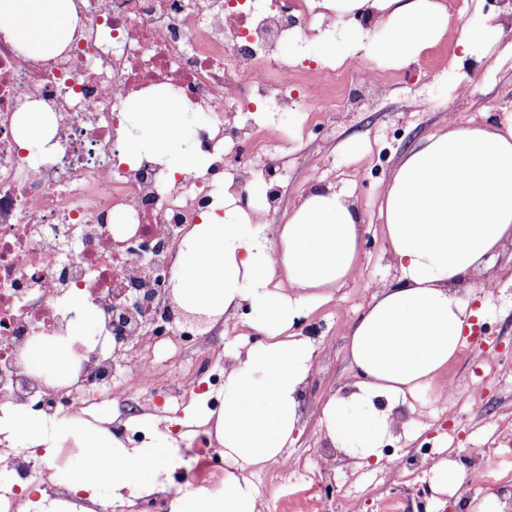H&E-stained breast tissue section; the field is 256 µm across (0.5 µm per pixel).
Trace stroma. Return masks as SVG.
Listing matches in <instances>:
<instances>
[{
    "mask_svg": "<svg viewBox=\"0 0 512 512\" xmlns=\"http://www.w3.org/2000/svg\"><path fill=\"white\" fill-rule=\"evenodd\" d=\"M452 19L465 21L476 14H496L505 28V41H512V0H440ZM358 21L329 14L320 30L300 35L283 45L281 53L303 63L302 80L317 85L327 71L341 75L336 86L338 108L331 125H323L320 113L299 102L291 112H271L270 118L288 135L275 155L281 164V202L277 211L255 205L252 212L263 223H285L288 212L312 189L323 186L347 191L360 216V248L357 272L327 299L310 300L298 334L316 346L313 371L302 402V420L295 440L283 451L284 458L297 462L293 472L271 462L248 470L264 512H304L302 490L311 488L314 476L326 457H334L330 476L334 493L323 512H383V503L394 494L414 497L417 489L427 492L430 512H475L489 492L499 497L500 512H512V455L502 456L512 446V245L489 261L491 288L464 281L458 286L461 299L480 309L482 316L473 330L492 340L494 362L459 354L442 377L412 398L413 412L404 426L385 441L386 455L401 460L396 470L386 465L338 457L337 449L322 425V408L327 398L347 388L354 377L348 355L353 324L372 301L377 286L394 283L398 273L388 254L385 228L379 208L386 183L403 156L422 138L447 128L449 122L498 124L512 113V56L501 54L491 60L468 58L463 67L452 64L461 50L453 33L396 66L368 55L339 65L327 57L328 42L361 30ZM356 73L373 76L372 88L354 83ZM469 82L473 94L461 95L457 83ZM252 306L230 317L208 320L204 332H217L220 349L210 351L211 368L199 370L186 357L169 347L156 355L159 367L172 380L191 377L195 388L175 421L178 433L150 436L151 448L179 447L184 434H195L203 418L222 409V392L212 390L210 378L223 373L224 362L239 345L249 344L247 321L256 319ZM45 445L33 449L38 466L51 465L56 449L70 451V464L82 471L79 441L82 426L71 417L58 416L49 424ZM495 456L499 464L488 472L468 466L467 482L454 494L433 492L434 460H464L474 452Z\"/></svg>",
    "mask_w": 512,
    "mask_h": 512,
    "instance_id": "35a3bbf8",
    "label": "stroma"
}]
</instances>
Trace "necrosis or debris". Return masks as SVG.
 <instances>
[{"instance_id": "4bbe7bcc", "label": "necrosis or debris", "mask_w": 512, "mask_h": 512, "mask_svg": "<svg viewBox=\"0 0 512 512\" xmlns=\"http://www.w3.org/2000/svg\"><path fill=\"white\" fill-rule=\"evenodd\" d=\"M307 0H78V24L60 55L31 58L0 40V405L40 418H89L92 391L111 389L124 369L128 390L121 417L108 429L125 436L127 416H165L190 391L173 385L146 355L177 336L186 354L203 335L178 323L166 293L167 274L189 227L223 209L225 192L248 203L255 184L276 207L281 168L269 156L283 138L269 125L240 126L236 115L270 107L288 111V62L281 45L314 31ZM164 87L206 123L193 138L209 156L202 170L166 174L151 160L130 165L118 156L122 114L142 92ZM48 111L52 148L22 155V108ZM262 155L261 165L251 164ZM127 221H112L115 209ZM139 288L149 310L121 297ZM95 308L94 338L75 346L67 381L27 362L33 337L67 336L74 301ZM205 453L183 469L184 487L207 484L224 470L212 440L196 434ZM31 456L0 448V470L16 478L0 486V512H16L29 490Z\"/></svg>"}]
</instances>
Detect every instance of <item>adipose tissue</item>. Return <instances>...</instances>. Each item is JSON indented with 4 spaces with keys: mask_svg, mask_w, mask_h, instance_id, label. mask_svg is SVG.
<instances>
[{
    "mask_svg": "<svg viewBox=\"0 0 512 512\" xmlns=\"http://www.w3.org/2000/svg\"><path fill=\"white\" fill-rule=\"evenodd\" d=\"M322 10L368 14L388 30L333 42L336 63L362 48L406 63L447 31L438 0H317ZM77 23L72 0H0V37L28 57L49 58L70 44ZM463 55L498 48L504 26L495 15L460 23ZM129 125L119 143L134 160L153 156L171 170L203 166L204 154L184 148L187 120L175 100L165 111L153 101L129 105ZM398 268L396 283L381 286L350 332L354 381L331 395L321 424L337 449L362 461L383 462L393 411L429 386L454 360L475 312L456 284L479 281L488 261L512 243V114L497 125L449 124L407 152L385 186L380 207ZM359 215L349 197L330 188L311 191L286 223L264 224L244 211L232 193L224 212L194 225L175 258V297L180 307L212 318L243 305L260 312L249 327L262 343L238 351L224 370V406L213 427L236 471L224 476V493L200 496L193 512H260V496L245 470L281 457L301 424L303 390L315 346L293 327L306 299L341 287L357 268ZM284 282H277V275ZM81 485L101 487L112 472V498L148 495L162 488L163 473L181 467L177 448H127L106 430H85L80 441Z\"/></svg>",
    "mask_w": 512,
    "mask_h": 512,
    "instance_id": "obj_1",
    "label": "adipose tissue"
}]
</instances>
